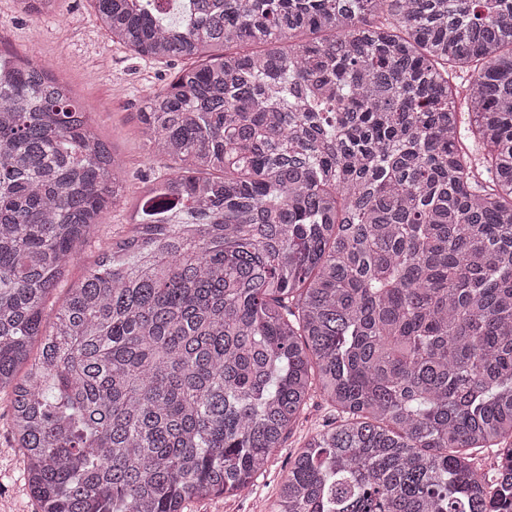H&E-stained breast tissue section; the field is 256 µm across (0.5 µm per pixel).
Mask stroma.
<instances>
[{
    "instance_id": "stroma-1",
    "label": "stroma",
    "mask_w": 512,
    "mask_h": 512,
    "mask_svg": "<svg viewBox=\"0 0 512 512\" xmlns=\"http://www.w3.org/2000/svg\"><path fill=\"white\" fill-rule=\"evenodd\" d=\"M1 53L50 62L53 73L90 112L98 135L123 158L129 197H136L144 182L176 169L173 160L151 153L140 132L139 114L146 92L161 89L183 63L143 58L113 42L92 0H57L55 11L39 18L20 14L16 0H0ZM124 219V206H117L94 228L89 242L79 247L74 263L46 306L44 324L54 322L69 288L94 268L100 250ZM331 415V406L321 397H313L292 435L272 454L249 493L195 500L187 512H270L289 462ZM36 510L25 485L22 457L11 440L9 399L0 394V512Z\"/></svg>"
}]
</instances>
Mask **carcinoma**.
<instances>
[{
  "mask_svg": "<svg viewBox=\"0 0 512 512\" xmlns=\"http://www.w3.org/2000/svg\"><path fill=\"white\" fill-rule=\"evenodd\" d=\"M95 0L180 58L145 183L51 330L122 159L0 58V393L39 512H184L336 412L273 512H512V0ZM465 87L462 120L454 78Z\"/></svg>",
  "mask_w": 512,
  "mask_h": 512,
  "instance_id": "carcinoma-1",
  "label": "carcinoma"
}]
</instances>
